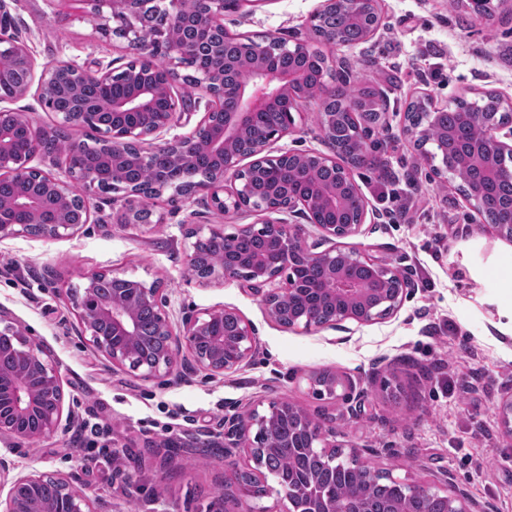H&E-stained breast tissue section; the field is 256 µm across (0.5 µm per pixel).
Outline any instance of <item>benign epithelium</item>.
I'll return each instance as SVG.
<instances>
[{
	"mask_svg": "<svg viewBox=\"0 0 512 512\" xmlns=\"http://www.w3.org/2000/svg\"><path fill=\"white\" fill-rule=\"evenodd\" d=\"M78 2L88 13L102 20L106 33L126 40L133 56L125 68L129 94L118 99L76 98L67 111L61 112L55 109V100L68 86L104 84L112 71L80 68L57 61L45 65L37 78L36 62L26 45L12 40L8 51H0V84L12 88V95L0 96V103L26 96L36 82L44 107L59 118L55 124L28 125L27 149L18 152L12 140L20 114L0 110V183L8 181L15 185L11 198L6 200L0 196V240L19 233L48 240L78 233L83 225L90 223L91 212L86 196L74 190L76 184L86 190L125 192L129 206L120 223H141L140 193L135 183L121 181L119 176L129 162L149 167L159 155L165 154L171 165L169 174L158 182L160 190L175 187L183 197L203 195L223 214L242 210L281 212L300 206L309 223L321 233V241L310 244L302 224L264 221L259 226L243 225L234 233L225 232L222 224L191 227L186 232L190 266L198 263L210 241H224L223 260L209 265L203 281L236 278L260 286L283 278L280 287L262 294L261 302L275 322L289 329L301 326L307 331L325 327L342 330L345 321L369 324L400 309L411 291L408 278L388 263L344 243L345 239L361 234L368 213L364 205L353 218L344 217V196L359 193L350 173L353 163L335 154L317 152H285L276 157L264 154L271 141L290 129V114L276 131H259L249 151L244 152L237 146L240 131L261 112L285 106L291 110L312 99L321 104L336 99V84L323 80L311 94L304 86L300 71L274 66L276 52L286 50L299 55L311 50V44L297 42L291 47L284 39L267 38L259 57L249 67L248 77L236 85L233 104L226 111L224 70L233 61L224 46L216 47L213 65H193L192 74L185 76L179 69L188 67L192 54L190 45L167 42L163 30L145 34L141 27L144 0ZM239 2L241 0H195L193 13L186 16L182 0H163L167 14L175 23H184L204 34L224 31V11ZM338 6L345 7L351 15L374 18L365 38L375 35L382 20L378 0H323L310 17L315 41L329 46L343 45L338 30L317 29L321 16ZM189 78L210 95L211 109L190 135L174 138L154 149L145 148L147 138L157 137L177 120L173 87ZM160 98L168 102L163 112L156 108ZM92 118L106 134L102 142L104 162L112 174L107 182L103 181L99 170L82 163L85 144L73 142L59 153L52 149L61 126L85 125ZM474 121L485 127L483 146L470 148L460 144L459 154L451 162L446 154L440 157L426 152L422 157L436 173L449 174L459 180L463 195L473 202L481 222L511 240L512 195L489 202L483 179L512 184V164L502 163L505 158H512V120L502 119L495 112H479L474 115ZM201 140L208 143L219 164L184 180L180 172ZM57 155L64 158L66 181L31 165L37 157ZM246 158L251 162L243 170L240 162ZM282 159L300 165L334 167L336 183L328 188L313 185L304 193L290 188L275 205L257 204L255 197L260 193L257 186L266 180L271 166ZM20 212L33 215L35 221H17L16 215ZM325 212L336 213V223H323L321 217ZM252 236L263 237L275 248L279 253L276 264H269L261 255L250 257L236 249L238 240ZM324 242L332 246L322 251L320 247ZM105 279L112 281L110 294L99 288V283ZM86 280L83 291L72 293L78 323L81 332L90 337L93 348L114 368L120 367L146 380L175 376L186 364L222 375L236 370L258 349L253 329L232 309L215 308L187 316L182 329L176 331L163 310L166 299L161 282L148 285L106 272H92ZM285 297L296 303L297 308L283 321L279 304ZM64 404V389L50 355L29 342L21 328L7 325L0 329V437L30 444L42 441L56 432ZM284 411L295 415L305 437V443H296L294 447L341 459L342 454L336 452V445L330 442L336 437V426L322 415H311L285 401L271 403L264 414L251 412L246 422L235 415L225 418L224 455H230L232 448H247L256 464L262 465L263 435L272 430ZM254 427L257 433L252 439L250 434ZM243 483L245 477L240 470L234 466L225 469L223 512H255L247 506L248 498L241 494ZM406 488L410 499H445L447 512H491L490 507H481L470 500L466 491L459 487L449 495L429 483H408ZM0 512L96 510L89 497L75 493L65 480L43 472L11 478Z\"/></svg>",
	"mask_w": 512,
	"mask_h": 512,
	"instance_id": "benign-epithelium-1",
	"label": "benign epithelium"
}]
</instances>
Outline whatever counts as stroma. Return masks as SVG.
<instances>
[{
  "instance_id": "stroma-1",
  "label": "stroma",
  "mask_w": 512,
  "mask_h": 512,
  "mask_svg": "<svg viewBox=\"0 0 512 512\" xmlns=\"http://www.w3.org/2000/svg\"><path fill=\"white\" fill-rule=\"evenodd\" d=\"M321 0H246L226 11L233 33L309 38ZM13 33L37 65L120 69L130 59L124 39L104 35L77 0H6ZM382 24L355 46L324 47L328 75L344 72L375 87L387 101V128L370 139L381 163L353 169L368 203L352 247L405 273L413 283L399 311L344 330L281 327L259 296L239 281L203 284L188 273L187 229L220 224L234 232L261 217L223 214L201 197L165 190L151 224H122L123 194L86 193L94 221L76 235L45 240L19 234L0 240V309L27 339L52 355L65 392L53 436L29 445L0 438L11 475L51 472L96 499L102 512H220L224 467L244 470L245 450L231 457L198 447L224 442V419L266 410L282 400L336 420V444L351 448L392 478L439 482L450 473L474 502L512 512V438L498 408L512 398V241L478 223L457 181L437 175L402 133L407 106L420 93L439 106L496 93L512 106V0H493L492 13L472 15L463 0H380ZM186 118L163 140L189 135L207 110L202 88L178 84ZM317 102L293 113L292 133L273 140L269 155L327 152ZM412 198L409 224L383 223L381 190ZM162 281L173 325L207 309H235L255 329L259 350L235 372L213 377L184 368L179 377L143 380L112 368L81 336L69 290L91 272ZM329 373L364 392L351 415L340 396L312 383ZM110 428L92 448H77L83 423Z\"/></svg>"
}]
</instances>
